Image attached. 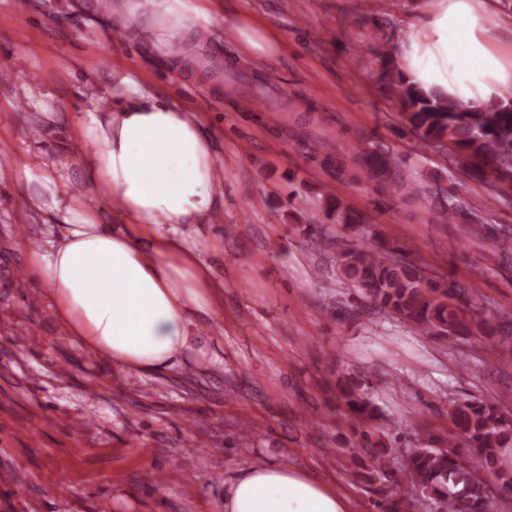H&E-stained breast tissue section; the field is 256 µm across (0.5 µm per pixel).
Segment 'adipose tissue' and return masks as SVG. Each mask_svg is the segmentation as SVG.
Returning <instances> with one entry per match:
<instances>
[{"mask_svg": "<svg viewBox=\"0 0 512 512\" xmlns=\"http://www.w3.org/2000/svg\"><path fill=\"white\" fill-rule=\"evenodd\" d=\"M203 0H128L112 21L126 36L179 44L194 62L191 16ZM490 0H434L398 40L400 68L425 92L479 110L512 85V54L489 36ZM77 160L98 195L120 205L123 223L101 224L68 208L56 241L31 251L53 289L69 334L122 370L163 373L195 352L212 314V285L176 225L208 223L219 168L207 123L194 111L134 90L92 108L73 129ZM224 512H348L343 494L302 471L244 470L224 493Z\"/></svg>", "mask_w": 512, "mask_h": 512, "instance_id": "obj_1", "label": "adipose tissue"}]
</instances>
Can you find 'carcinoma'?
I'll return each mask as SVG.
<instances>
[{"instance_id": "obj_1", "label": "carcinoma", "mask_w": 512, "mask_h": 512, "mask_svg": "<svg viewBox=\"0 0 512 512\" xmlns=\"http://www.w3.org/2000/svg\"><path fill=\"white\" fill-rule=\"evenodd\" d=\"M381 52L383 76L395 79L396 94L413 130L427 141L441 144L462 159L480 179L493 178L497 191H512V91L480 112H468L447 99L429 95L404 77H394ZM336 167L349 169L353 180H367L384 194L406 203L418 200L414 183L396 176L397 163L384 153L357 143L336 154ZM340 277L356 289L368 304L407 321L427 337L465 339L477 334L512 342V314L493 315L465 288L400 254V249L380 242L353 245L336 254ZM339 397L361 427V437L351 449L354 457L368 459L377 480L394 482V471L384 468L389 449L372 452L364 423L379 414L362 385L337 384ZM452 442L426 433L423 445L412 448L401 463L402 473L417 494L434 501L437 512H487L490 497L512 491V468L500 458L512 446V415L481 401L453 405Z\"/></svg>"}]
</instances>
